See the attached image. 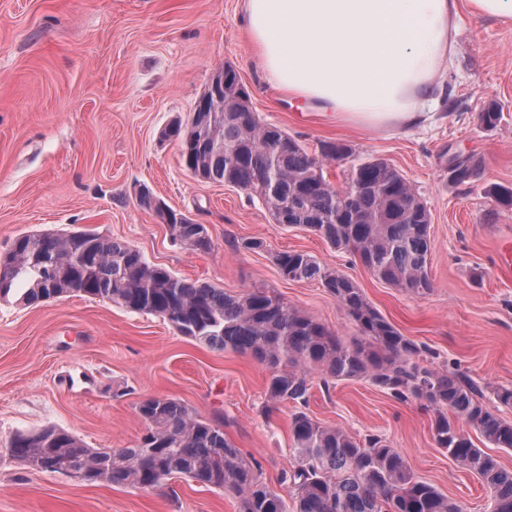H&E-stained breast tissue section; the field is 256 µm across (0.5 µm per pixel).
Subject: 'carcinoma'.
<instances>
[{"mask_svg": "<svg viewBox=\"0 0 512 512\" xmlns=\"http://www.w3.org/2000/svg\"><path fill=\"white\" fill-rule=\"evenodd\" d=\"M240 77L224 66L222 144L207 135L186 140L182 123L163 133L178 139L184 167H199L207 181L258 199L273 220L302 227L337 250L359 256L378 280L414 295L428 294L431 214L410 182L380 158L350 167L349 200L339 199L324 164L344 160L337 142L312 152L298 138L262 122L246 109ZM173 243L209 252L205 225L172 211ZM289 281L318 280L359 332L345 343L322 323L262 290L236 295L199 280L181 279L146 261L132 245L91 230L36 232L17 237L0 254V298L19 284L22 301L35 303L80 294L155 315L178 333L211 348L250 355L267 371L263 413L292 404L293 464L278 488L229 439L225 420H204L174 398L142 401L147 425L130 448H91L77 435L46 426L10 436L4 457L24 468L78 475L82 482L150 490L173 475L232 494L238 512H461L433 485L418 479L404 456L372 434L359 440L306 412L307 373L324 387L366 379L395 400L416 402L434 416L435 441L462 468L479 476L491 494L490 512H512V469L474 444L463 425L493 448L512 450V420L486 404L485 390L457 368L437 367L423 348L399 332L349 277L328 270L311 254H274Z\"/></svg>", "mask_w": 512, "mask_h": 512, "instance_id": "cac0c4a2", "label": "carcinoma"}]
</instances>
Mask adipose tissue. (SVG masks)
I'll return each instance as SVG.
<instances>
[{
	"instance_id": "ef3b65f1",
	"label": "adipose tissue",
	"mask_w": 512,
	"mask_h": 512,
	"mask_svg": "<svg viewBox=\"0 0 512 512\" xmlns=\"http://www.w3.org/2000/svg\"><path fill=\"white\" fill-rule=\"evenodd\" d=\"M512 19V0H245L266 78L338 121L401 130L432 123L461 4Z\"/></svg>"
}]
</instances>
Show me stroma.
I'll use <instances>...</instances> for the list:
<instances>
[{"mask_svg":"<svg viewBox=\"0 0 512 512\" xmlns=\"http://www.w3.org/2000/svg\"><path fill=\"white\" fill-rule=\"evenodd\" d=\"M244 0H0V253L22 234L88 229L130 243L175 276L226 293L274 292L345 342L358 332L319 281L284 280L273 255L299 250L353 279L404 336L437 365L512 386V275L498 269L512 246V21L459 11L452 60L441 77L444 119L409 132L332 121L270 84L243 27ZM231 65L265 123L381 158L412 184L431 213L432 291L417 297L377 280L353 253L300 227L275 224L239 188L193 177L163 130L187 119L212 74ZM498 103L496 126L482 124ZM460 153L478 161L470 181L448 173ZM148 186L205 224L207 253L175 245L138 206ZM250 240L256 250L245 249ZM267 372L252 357L179 334L162 318L71 296L25 304L0 300V443L53 425L93 448H128L146 432L139 404L175 398L226 432L276 486L290 455L291 405L264 418ZM308 413L357 437L386 438L415 475L462 512H488L484 482L438 448L433 416L363 380L324 388L308 375ZM0 512H237L229 494L175 477L139 491L83 484L57 473L0 464Z\"/></svg>","mask_w":512,"mask_h":512,"instance_id":"obj_1","label":"stroma"}]
</instances>
